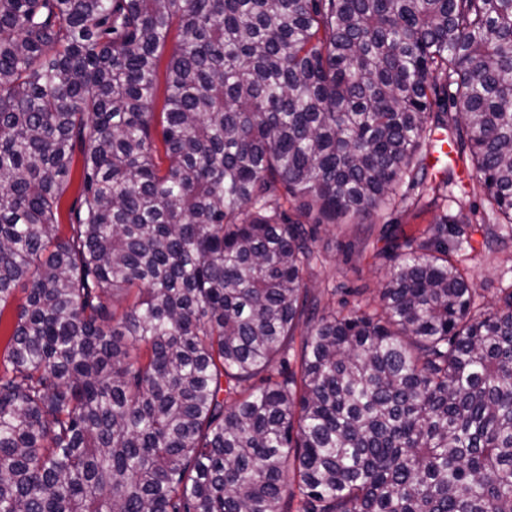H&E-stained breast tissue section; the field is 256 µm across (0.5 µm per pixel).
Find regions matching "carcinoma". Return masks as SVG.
I'll return each instance as SVG.
<instances>
[{
	"mask_svg": "<svg viewBox=\"0 0 512 512\" xmlns=\"http://www.w3.org/2000/svg\"><path fill=\"white\" fill-rule=\"evenodd\" d=\"M440 135L512 224V0H0V512H512V290L448 215L308 284ZM176 45V32L174 31L167 43V46L165 47L159 63L158 68V75H157V83H158V89H157V100H156V107L155 112H157V121L159 122L160 117L158 112H162V107L164 103V98L166 94V82H165V76H166V65L169 61V58L175 48ZM80 172H81V153L79 148L77 147L73 157V164L71 169V183L70 186L61 200L60 210H59V233L66 234L69 230V213L72 205L74 204L76 198L78 197V186L80 181Z\"/></svg>",
	"mask_w": 512,
	"mask_h": 512,
	"instance_id": "1",
	"label": "carcinoma"
}]
</instances>
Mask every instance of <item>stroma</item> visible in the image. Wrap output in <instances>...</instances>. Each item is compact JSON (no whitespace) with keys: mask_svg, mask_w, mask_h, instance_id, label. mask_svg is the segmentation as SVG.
Returning a JSON list of instances; mask_svg holds the SVG:
<instances>
[{"mask_svg":"<svg viewBox=\"0 0 512 512\" xmlns=\"http://www.w3.org/2000/svg\"><path fill=\"white\" fill-rule=\"evenodd\" d=\"M427 163L436 170H448L451 176L446 189L448 199L440 206L421 210L410 202H399L360 227L342 224L320 228L316 242L320 259L310 284L314 291L323 293V306L335 309L340 302L339 297L325 296V289L373 290L385 279L387 268L375 254L387 245L383 236L386 223H395L399 237L415 238L422 236L442 212L463 231L462 237H449L448 246L483 300L493 302L500 289L512 288V226L495 224L470 160L459 158L449 143L435 142L428 148ZM491 224L500 243L490 244L485 239V229Z\"/></svg>","mask_w":512,"mask_h":512,"instance_id":"stroma-1","label":"stroma"}]
</instances>
